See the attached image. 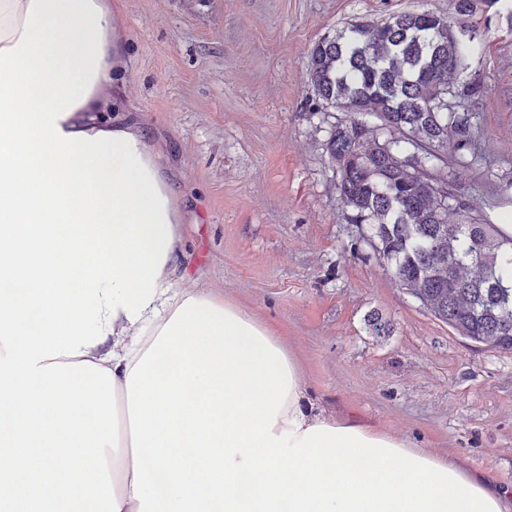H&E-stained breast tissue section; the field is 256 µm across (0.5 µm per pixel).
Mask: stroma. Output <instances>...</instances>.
I'll return each instance as SVG.
<instances>
[{
  "label": "stroma",
  "mask_w": 512,
  "mask_h": 512,
  "mask_svg": "<svg viewBox=\"0 0 512 512\" xmlns=\"http://www.w3.org/2000/svg\"><path fill=\"white\" fill-rule=\"evenodd\" d=\"M112 127L144 131L175 191L181 247L172 290L235 302L282 336L312 402L421 442L512 485V353L459 336L396 283L367 225L340 219L326 154L347 112L318 111L308 53L354 21L447 15L448 0H108ZM462 24L479 34L462 82L478 81L485 156L449 189L474 216H512V0ZM379 318L389 334L374 335Z\"/></svg>",
  "instance_id": "1"
}]
</instances>
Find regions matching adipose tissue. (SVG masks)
Listing matches in <instances>:
<instances>
[{"instance_id": "ef3b65f1", "label": "adipose tissue", "mask_w": 512, "mask_h": 512, "mask_svg": "<svg viewBox=\"0 0 512 512\" xmlns=\"http://www.w3.org/2000/svg\"><path fill=\"white\" fill-rule=\"evenodd\" d=\"M112 50L104 0H0V512H512L173 292L171 195L141 131L102 127Z\"/></svg>"}]
</instances>
